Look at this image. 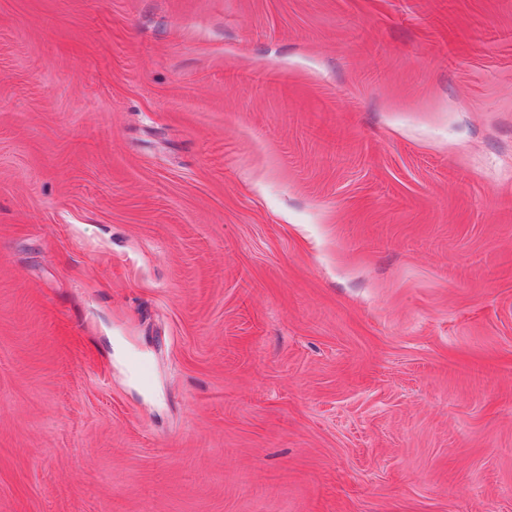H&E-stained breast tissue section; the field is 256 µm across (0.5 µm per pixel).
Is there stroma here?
Instances as JSON below:
<instances>
[{
  "instance_id": "1",
  "label": "stroma",
  "mask_w": 512,
  "mask_h": 512,
  "mask_svg": "<svg viewBox=\"0 0 512 512\" xmlns=\"http://www.w3.org/2000/svg\"><path fill=\"white\" fill-rule=\"evenodd\" d=\"M0 512H512V0H0Z\"/></svg>"
}]
</instances>
